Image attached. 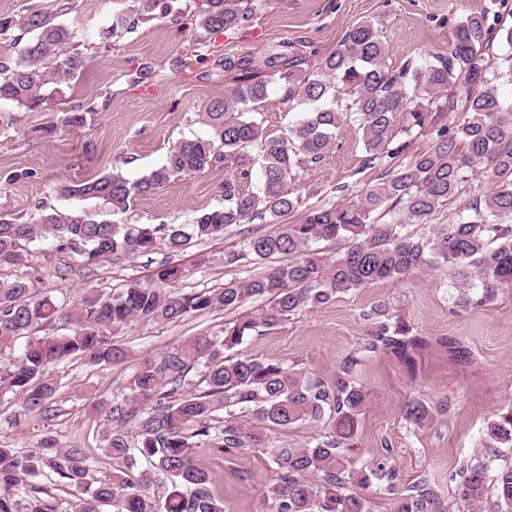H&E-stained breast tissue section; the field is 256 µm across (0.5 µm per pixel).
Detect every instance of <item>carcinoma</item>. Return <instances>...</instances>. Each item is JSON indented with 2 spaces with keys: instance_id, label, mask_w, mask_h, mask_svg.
<instances>
[{
  "instance_id": "carcinoma-1",
  "label": "carcinoma",
  "mask_w": 512,
  "mask_h": 512,
  "mask_svg": "<svg viewBox=\"0 0 512 512\" xmlns=\"http://www.w3.org/2000/svg\"><path fill=\"white\" fill-rule=\"evenodd\" d=\"M258 0H205L198 27L208 33L231 32L253 19ZM31 33L18 60L0 68V101L28 111L43 109L50 96L70 87L83 67L67 52L73 33L55 22L49 6L0 15V40ZM512 45V27L494 28L487 13L458 22L448 54L399 70L389 64L378 23L365 20L344 34L336 49L303 65L288 45L268 54L267 72L249 76L248 62L226 58L215 65L242 71L236 87L202 113L210 136L183 140L171 147L165 163L131 182L104 173L81 182H64L59 192L77 200H100L124 207L178 176L224 164L248 177L260 162L261 187L224 182V207L198 213L189 224L128 227L91 216L48 213L35 223L0 217V265L12 264L26 245L42 239L57 251L93 263L119 253H147L159 247L181 252L192 241L220 239L233 225L259 221L276 225L246 238V254L257 261L277 259L260 274L228 280L218 288L185 293L164 291L182 278L177 265L163 264L152 283L131 280L118 292H92L72 306L58 301L31 279L0 282V399L9 395L28 414H43L59 383L51 367L69 360L90 365L116 364L125 352L109 333L136 320L170 321L189 313L237 311L216 336H197L145 360L134 381L137 396L150 401L143 411L127 401L105 410L110 428L103 449L112 458V478H93L92 460L80 446L51 442L34 454L0 446V512H61L57 497L19 498L22 477L51 473L75 493L73 512H224L215 480L197 460L198 450L236 457L269 456L275 478L266 486L259 512H372L363 490L372 486L390 497V512H512V464L489 474L488 462L462 461L449 480L452 494L442 495L428 478L397 484L390 451L366 464L353 441L368 400L365 387L352 378L359 359L343 363L326 380L280 362L232 353L248 338L273 329L289 317L327 306L340 295L379 281L401 280L417 271L446 269L455 275L463 301L480 305L503 285H512V100L499 95L498 82L512 83V53L497 57L496 38ZM275 87L288 110L303 107L288 136L268 138L252 105ZM441 112L458 114L456 125L436 124ZM359 122L365 164L383 167L378 181L357 199L312 206L297 222L288 215L299 206L292 179L338 147L348 119ZM435 129L431 146L407 163H395L406 145L399 132ZM224 154L215 153V144ZM261 145V159L249 153ZM484 177L489 191L472 197L461 210L454 204L471 181ZM448 211V223L416 238L408 224H429ZM334 242L341 250L318 248ZM481 284L482 293L469 294ZM257 298L268 303L244 311ZM373 330L362 352H389L402 360L426 344L392 323L390 309L379 304L362 314ZM62 321L64 334L38 336L41 326ZM23 352L2 360L18 342ZM202 367L199 381L188 380ZM446 404L411 401L407 420L426 424ZM296 424L320 425L323 433L300 447L276 444L269 433ZM482 447L512 448V416L490 422Z\"/></svg>"
}]
</instances>
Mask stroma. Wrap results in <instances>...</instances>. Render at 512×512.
Here are the masks:
<instances>
[{
  "label": "stroma",
  "instance_id": "stroma-1",
  "mask_svg": "<svg viewBox=\"0 0 512 512\" xmlns=\"http://www.w3.org/2000/svg\"><path fill=\"white\" fill-rule=\"evenodd\" d=\"M203 0H159L146 15L138 0H62L59 22L76 33L73 50L84 67L71 88L53 97L46 109L29 112L0 102V215L35 222L42 214L89 212L114 224H187L196 213L224 205V181L234 172L215 161L203 172L171 179L123 209L96 200L57 193L63 180H83L115 171L137 180L161 166L176 142L208 137L199 117L206 106L224 99L234 75L215 66L218 58L249 60L262 68L269 47L284 42L302 55H325L344 33L364 20L378 21L392 67L446 54L453 22L480 12L512 11V0H261L253 20L233 33L206 34L194 24ZM125 13L132 32L107 36L113 14ZM86 114L84 126L70 127L73 108ZM255 115L270 137H284L300 117L278 95L257 104ZM55 124L57 134L38 137V127ZM356 122H345L339 147L322 162L301 171L291 187L302 207L339 204L376 182L379 168L364 163ZM260 222L228 229L222 239L197 243L175 254H121L87 263L56 251L52 241L31 243L21 261L0 266V278H36L43 290L72 303L88 289L116 292L128 281L150 279L162 262L184 268L169 284L172 292L216 288L224 281L261 272L252 258L229 265L228 253H242L244 240L267 232ZM452 275L428 270L403 281L385 280L341 295L335 303L289 317L241 345V352L333 379L343 362L363 347L372 326L362 315L376 305L389 307L393 320L410 335L426 339L411 361L390 354L362 358L353 377L369 399L355 441L363 461L390 448L401 483L421 476L451 492L448 476L459 460L479 449L489 422L512 414V286L496 288L480 306L460 304ZM224 311L192 313L172 323L135 321L112 334L126 351L118 365L57 367L60 389L46 416H28L17 403L0 402V445L37 451L42 440L59 446L81 445L93 459V476L112 475V460L101 442L106 423L100 406L136 397L134 378L142 362L197 336L223 327ZM411 400L447 402L445 412L418 427L402 410ZM224 495L226 512H257L256 504L275 477L266 456L250 453L223 458L200 453Z\"/></svg>",
  "mask_w": 512,
  "mask_h": 512
}]
</instances>
